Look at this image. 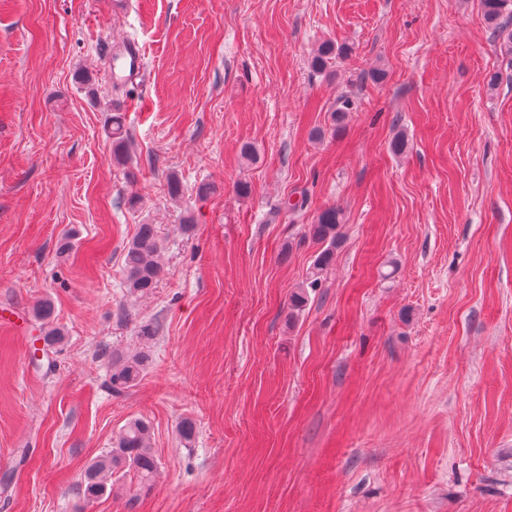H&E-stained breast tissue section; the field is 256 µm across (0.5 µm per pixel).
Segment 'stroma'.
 Wrapping results in <instances>:
<instances>
[{"label":"stroma","mask_w":512,"mask_h":512,"mask_svg":"<svg viewBox=\"0 0 512 512\" xmlns=\"http://www.w3.org/2000/svg\"><path fill=\"white\" fill-rule=\"evenodd\" d=\"M128 40L145 85L117 92ZM327 40L347 53L319 73ZM329 207L341 243L291 312ZM141 224L166 274L133 301ZM2 307L0 512H512V54L480 0H0ZM138 351L113 393L109 355ZM134 417L155 477L83 500ZM124 55L118 61L112 60V50L110 52V61L106 71V78L112 82L115 78H120L125 83H132L141 76L144 68V56L142 50L136 41L124 43ZM35 317L40 321L41 336L36 340L43 341V354L48 358L49 351L64 340V332L53 325V311L48 301L40 303L34 310ZM148 356L145 352H139L122 359H112L111 385L112 391L120 392L135 386L143 377Z\"/></svg>","instance_id":"obj_1"}]
</instances>
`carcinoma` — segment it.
<instances>
[{
  "instance_id": "obj_1",
  "label": "carcinoma",
  "mask_w": 512,
  "mask_h": 512,
  "mask_svg": "<svg viewBox=\"0 0 512 512\" xmlns=\"http://www.w3.org/2000/svg\"><path fill=\"white\" fill-rule=\"evenodd\" d=\"M486 22L497 34L505 33L503 18H512V0H480ZM344 54V49L332 42L322 43L311 59V67L321 72L329 60ZM112 146L116 162L124 161L127 132L120 114L112 116ZM343 218L334 207L323 210L315 222L308 227V237L319 250L307 273L305 281L291 293V308L301 311L309 301L308 290L321 285L324 274L331 266L336 244L339 240V228ZM125 273L124 288L131 297L141 298L151 294L164 272L160 261V242L156 226L140 224L136 235L125 246L122 254ZM40 321V340L43 341L42 352L49 351L61 344L64 332L53 325V311L47 301L40 303L34 310ZM148 356L139 352L132 356L111 361L112 391L120 392L135 386L143 377ZM151 426L144 418H134L127 422L118 440L111 450L99 460L93 462L84 472L83 479L76 487L77 493L87 501L104 494L112 473L121 468L133 470L141 484L151 481L156 469V459L151 444Z\"/></svg>"
}]
</instances>
